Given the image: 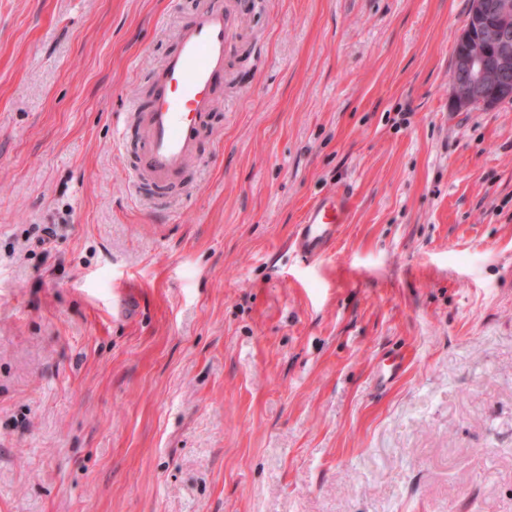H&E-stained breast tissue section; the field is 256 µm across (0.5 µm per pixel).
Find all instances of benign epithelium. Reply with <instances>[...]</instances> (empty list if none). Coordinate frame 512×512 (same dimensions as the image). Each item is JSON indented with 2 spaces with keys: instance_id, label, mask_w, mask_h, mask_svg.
<instances>
[{
  "instance_id": "obj_1",
  "label": "benign epithelium",
  "mask_w": 512,
  "mask_h": 512,
  "mask_svg": "<svg viewBox=\"0 0 512 512\" xmlns=\"http://www.w3.org/2000/svg\"><path fill=\"white\" fill-rule=\"evenodd\" d=\"M449 86L457 110L512 98V0H472L455 41Z\"/></svg>"
}]
</instances>
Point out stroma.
<instances>
[{"instance_id":"obj_1","label":"stroma","mask_w":512,"mask_h":512,"mask_svg":"<svg viewBox=\"0 0 512 512\" xmlns=\"http://www.w3.org/2000/svg\"><path fill=\"white\" fill-rule=\"evenodd\" d=\"M200 2L0 0V512H512V99L451 105L471 0H226L159 217L126 173ZM349 200V191H343L308 206L296 239V248L302 257L315 260L322 255L338 224L346 223Z\"/></svg>"}]
</instances>
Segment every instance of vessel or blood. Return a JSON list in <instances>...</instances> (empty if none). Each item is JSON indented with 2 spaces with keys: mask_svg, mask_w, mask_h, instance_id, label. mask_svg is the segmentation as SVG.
I'll return each mask as SVG.
<instances>
[{
  "mask_svg": "<svg viewBox=\"0 0 512 512\" xmlns=\"http://www.w3.org/2000/svg\"><path fill=\"white\" fill-rule=\"evenodd\" d=\"M232 37L233 18L224 0H208L178 27L176 49L153 73V102L140 115L141 154L134 187L148 183L169 189L178 175L200 163L198 137L212 124L215 81L224 73ZM349 200V192L343 191L308 206L296 239L304 258L322 255L337 226L346 221Z\"/></svg>",
  "mask_w": 512,
  "mask_h": 512,
  "instance_id": "vessel-or-blood-1",
  "label": "vessel or blood"
}]
</instances>
